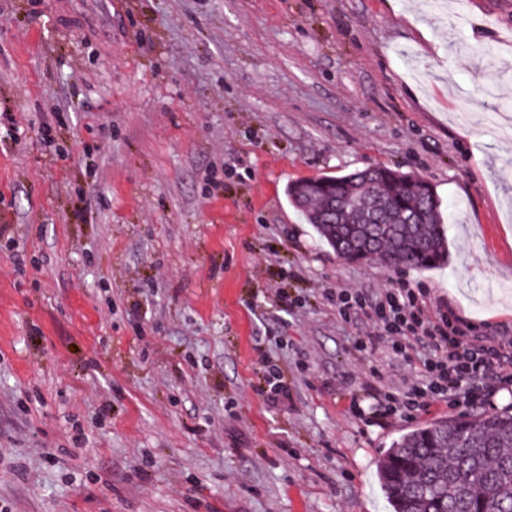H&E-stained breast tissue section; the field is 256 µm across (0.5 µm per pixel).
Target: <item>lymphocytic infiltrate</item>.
I'll return each instance as SVG.
<instances>
[{
    "instance_id": "obj_1",
    "label": "lymphocytic infiltrate",
    "mask_w": 512,
    "mask_h": 512,
    "mask_svg": "<svg viewBox=\"0 0 512 512\" xmlns=\"http://www.w3.org/2000/svg\"><path fill=\"white\" fill-rule=\"evenodd\" d=\"M336 299L343 308L367 310L377 328V339L388 341L394 354H402L411 342L427 344L423 367L427 384L413 388L404 403L405 413L429 407L432 398L484 401L488 393L481 384L487 373L501 383H512V339L475 333L473 326L454 312L434 309L418 288L384 289L374 301L364 293L340 291Z\"/></svg>"
}]
</instances>
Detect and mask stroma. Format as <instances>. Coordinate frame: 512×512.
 <instances>
[{
    "label": "stroma",
    "mask_w": 512,
    "mask_h": 512,
    "mask_svg": "<svg viewBox=\"0 0 512 512\" xmlns=\"http://www.w3.org/2000/svg\"><path fill=\"white\" fill-rule=\"evenodd\" d=\"M120 3L0 0V512H390L393 442L512 386L376 420L427 347L335 293L512 337V0ZM377 166L433 186L447 262L343 260L288 200ZM265 385L267 388L261 389V393L265 394L267 401L273 406L288 401V388L282 384L279 375L273 369L267 370Z\"/></svg>",
    "instance_id": "obj_1"
}]
</instances>
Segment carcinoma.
Returning a JSON list of instances; mask_svg holds the SVG:
<instances>
[{
	"label": "carcinoma",
	"mask_w": 512,
	"mask_h": 512,
	"mask_svg": "<svg viewBox=\"0 0 512 512\" xmlns=\"http://www.w3.org/2000/svg\"><path fill=\"white\" fill-rule=\"evenodd\" d=\"M378 194L410 224L365 223ZM288 199L349 261L426 269L447 260L441 201L426 181L388 167L292 184ZM394 512H512V414L460 416L396 440L379 473Z\"/></svg>",
	"instance_id": "cac0c4a2"
}]
</instances>
